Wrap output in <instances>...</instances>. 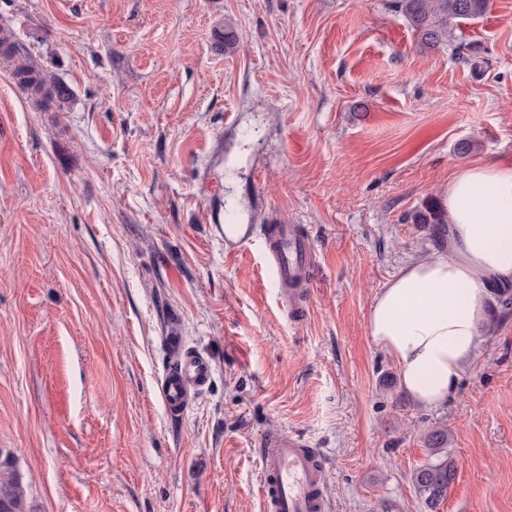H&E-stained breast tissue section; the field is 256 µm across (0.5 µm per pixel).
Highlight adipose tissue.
Instances as JSON below:
<instances>
[{
	"mask_svg": "<svg viewBox=\"0 0 512 512\" xmlns=\"http://www.w3.org/2000/svg\"><path fill=\"white\" fill-rule=\"evenodd\" d=\"M448 250L410 260L380 288L367 331L416 403L437 407L477 351L496 289L512 285V165L478 163L444 190Z\"/></svg>",
	"mask_w": 512,
	"mask_h": 512,
	"instance_id": "ef3b65f1",
	"label": "adipose tissue"
}]
</instances>
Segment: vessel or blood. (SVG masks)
I'll return each instance as SVG.
<instances>
[{"mask_svg":"<svg viewBox=\"0 0 512 512\" xmlns=\"http://www.w3.org/2000/svg\"><path fill=\"white\" fill-rule=\"evenodd\" d=\"M264 242L278 285L295 287L301 297H308L313 263L309 238L296 225L276 224L269 227ZM169 355L161 394L168 410L178 415L210 383L212 370L207 359L184 349L178 338H171ZM259 458L266 512H326L319 449L300 436L275 430L261 437Z\"/></svg>","mask_w":512,"mask_h":512,"instance_id":"vessel-or-blood-1","label":"vessel or blood"}]
</instances>
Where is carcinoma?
<instances>
[{"instance_id": "cac0c4a2", "label": "carcinoma", "mask_w": 512, "mask_h": 512, "mask_svg": "<svg viewBox=\"0 0 512 512\" xmlns=\"http://www.w3.org/2000/svg\"><path fill=\"white\" fill-rule=\"evenodd\" d=\"M399 10L421 41L429 46H437L448 41L449 26L459 18H471L483 15L489 0H395ZM14 75L19 84L30 90L35 96L42 95L63 102L68 97L67 89L57 80L45 75L31 63L20 64ZM417 224H446L445 211L426 207L414 215ZM431 455H442L436 462H428L413 473V481L428 509L434 512L448 496V488L455 478L454 461L446 455L448 429L440 426L432 429L426 436ZM0 512H37L27 498L20 475L15 471L9 459L0 460Z\"/></svg>"}]
</instances>
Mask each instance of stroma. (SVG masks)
Returning a JSON list of instances; mask_svg holds the SVG:
<instances>
[{
  "label": "stroma",
  "mask_w": 512,
  "mask_h": 512,
  "mask_svg": "<svg viewBox=\"0 0 512 512\" xmlns=\"http://www.w3.org/2000/svg\"><path fill=\"white\" fill-rule=\"evenodd\" d=\"M450 31L422 43L393 0H0V456L38 512H263L274 429L322 452L331 512H425L438 426V512H512V302L435 408L366 328L447 248L414 213L512 163V0ZM26 60L69 99L37 102ZM273 224L317 252L301 317ZM172 332L213 370L178 416ZM431 455L442 454L436 462H428L418 468L413 474V481L428 509L434 512L441 502L448 496V488L455 478V466L452 458L448 456V429L440 426L432 429L426 436Z\"/></svg>",
  "instance_id": "35a3bbf8"
}]
</instances>
